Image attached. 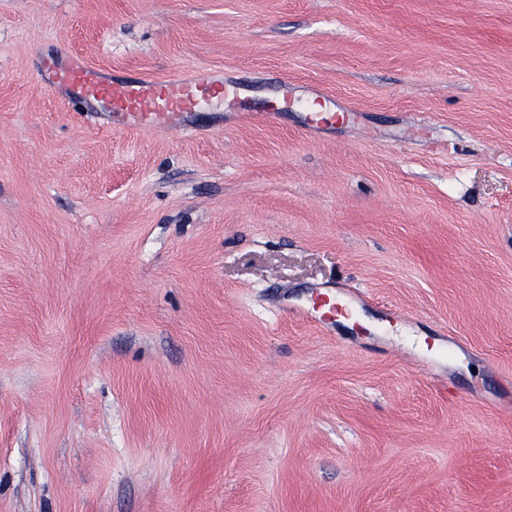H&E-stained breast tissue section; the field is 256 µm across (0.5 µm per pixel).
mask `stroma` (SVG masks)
I'll use <instances>...</instances> for the list:
<instances>
[{"mask_svg": "<svg viewBox=\"0 0 512 512\" xmlns=\"http://www.w3.org/2000/svg\"><path fill=\"white\" fill-rule=\"evenodd\" d=\"M67 50L256 117L112 130ZM507 299L512 0H0V512H512Z\"/></svg>", "mask_w": 512, "mask_h": 512, "instance_id": "35a3bbf8", "label": "stroma"}]
</instances>
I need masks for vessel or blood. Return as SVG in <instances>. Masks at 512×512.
<instances>
[{
    "instance_id": "b4317fda",
    "label": "vessel or blood",
    "mask_w": 512,
    "mask_h": 512,
    "mask_svg": "<svg viewBox=\"0 0 512 512\" xmlns=\"http://www.w3.org/2000/svg\"><path fill=\"white\" fill-rule=\"evenodd\" d=\"M42 66L52 92L63 94L76 107L101 105L113 128L119 130L130 127L193 134L201 129L203 104L213 97L237 96L235 85L207 70L162 81L143 76L116 79L72 51L62 57L46 56Z\"/></svg>"
}]
</instances>
